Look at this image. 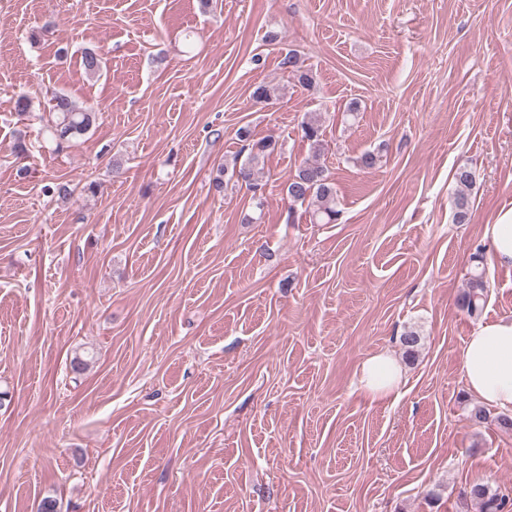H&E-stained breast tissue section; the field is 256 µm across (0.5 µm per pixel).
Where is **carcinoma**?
Wrapping results in <instances>:
<instances>
[{
	"instance_id": "1",
	"label": "carcinoma",
	"mask_w": 512,
	"mask_h": 512,
	"mask_svg": "<svg viewBox=\"0 0 512 512\" xmlns=\"http://www.w3.org/2000/svg\"><path fill=\"white\" fill-rule=\"evenodd\" d=\"M104 64L105 58L101 52L88 48L83 51L82 65L87 74L99 73ZM279 66L297 78L301 85L313 84L312 72L304 68L303 62L294 51L290 50L281 56ZM49 112L53 115L48 129L49 137L58 148L65 142L84 136L98 120V113L77 106L66 93L60 91L53 93L50 98ZM301 131L302 138L309 144L311 158L298 165L288 177L285 184L286 197L293 206L307 205L313 222L332 224L339 219L340 210L334 179L321 163V157L326 152L321 114L308 113L302 122ZM238 137L243 142L242 150L248 152V160L237 170V180L255 194L262 190V185L255 178V169L266 155L275 150L276 142L270 138L254 139L248 127L240 128ZM454 180L458 186V192L453 199L454 220L458 224H465L470 217L469 190L475 183V173L471 168L462 166L456 169ZM485 293L486 286L482 275H473L468 289L459 299L460 307L470 315L477 314L484 305ZM469 494L479 503L481 512H508V508L512 506L511 499L484 484L472 485Z\"/></svg>"
}]
</instances>
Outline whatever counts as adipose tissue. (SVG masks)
Listing matches in <instances>:
<instances>
[{"mask_svg": "<svg viewBox=\"0 0 512 512\" xmlns=\"http://www.w3.org/2000/svg\"><path fill=\"white\" fill-rule=\"evenodd\" d=\"M496 263L512 267V208L500 210L484 228ZM468 390L486 405L512 413V319L480 325L468 337L461 356ZM402 382L401 367L388 355L367 358L357 372L356 388L373 397L392 393Z\"/></svg>", "mask_w": 512, "mask_h": 512, "instance_id": "obj_1", "label": "adipose tissue"}]
</instances>
